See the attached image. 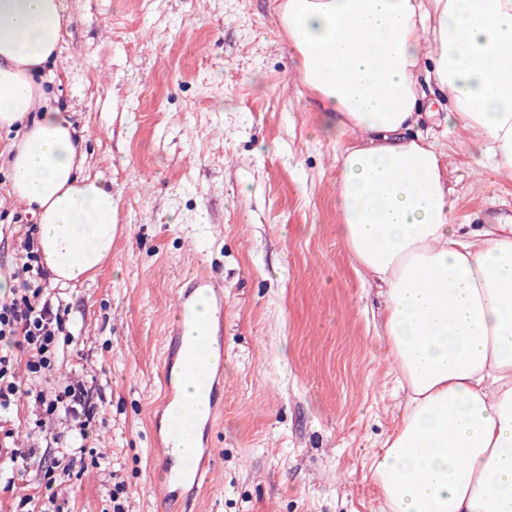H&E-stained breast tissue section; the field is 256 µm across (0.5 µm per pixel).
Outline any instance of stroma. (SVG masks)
Listing matches in <instances>:
<instances>
[{
    "label": "stroma",
    "mask_w": 512,
    "mask_h": 512,
    "mask_svg": "<svg viewBox=\"0 0 512 512\" xmlns=\"http://www.w3.org/2000/svg\"><path fill=\"white\" fill-rule=\"evenodd\" d=\"M279 0H62L63 50L37 75L69 113L90 173L116 201L112 252L61 287L58 369L22 388L82 379L103 397L85 467L57 475L66 512H159L154 421L167 322L191 278L224 285V392L211 484L186 512H379L369 460L407 393L388 351L385 297L356 272L336 226V142L303 84ZM448 158L461 234L512 216V180L468 135L424 116ZM37 218L0 170V277Z\"/></svg>",
    "instance_id": "1"
}]
</instances>
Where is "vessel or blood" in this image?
<instances>
[{
  "instance_id": "1",
  "label": "vessel or blood",
  "mask_w": 512,
  "mask_h": 512,
  "mask_svg": "<svg viewBox=\"0 0 512 512\" xmlns=\"http://www.w3.org/2000/svg\"><path fill=\"white\" fill-rule=\"evenodd\" d=\"M207 297L211 303V315L199 329L194 347L184 348L181 325H173L166 340L163 361V404L168 415L155 419V464L161 474L157 485V499L162 512H171L184 487H204L213 469L209 464V448L202 447L196 453L184 451L185 441L194 434H205L211 426L209 420L198 422L171 412L177 387L182 379L191 377V361L195 355L223 353L224 289L208 276L194 279L193 286L178 296V311H185L196 297Z\"/></svg>"
}]
</instances>
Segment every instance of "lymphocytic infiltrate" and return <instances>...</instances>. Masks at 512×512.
<instances>
[{
  "instance_id": "1",
  "label": "lymphocytic infiltrate",
  "mask_w": 512,
  "mask_h": 512,
  "mask_svg": "<svg viewBox=\"0 0 512 512\" xmlns=\"http://www.w3.org/2000/svg\"><path fill=\"white\" fill-rule=\"evenodd\" d=\"M36 225L29 224L19 242L22 253L13 277L21 283L11 300L0 303V460L17 462L36 458L38 447H16L18 419L14 408L27 401L37 414L35 425L43 443L58 453L46 466L45 477L56 470L71 471L82 462V442L96 423L99 406L84 381L74 379L54 391H25L13 371V352L28 353V367L35 377L51 376L55 368L58 336L68 335V309L54 289L44 287L47 278L38 251Z\"/></svg>"
}]
</instances>
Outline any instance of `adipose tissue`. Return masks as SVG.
Listing matches in <instances>:
<instances>
[{
	"instance_id": "obj_1",
	"label": "adipose tissue",
	"mask_w": 512,
	"mask_h": 512,
	"mask_svg": "<svg viewBox=\"0 0 512 512\" xmlns=\"http://www.w3.org/2000/svg\"><path fill=\"white\" fill-rule=\"evenodd\" d=\"M279 21L325 133L340 139L338 232L385 290L405 413L370 469L385 512H512V232L466 238L438 141L405 137L420 97L512 177V0H282ZM61 0H0L9 191L37 216L56 281L96 268L115 203L35 79L62 52Z\"/></svg>"
}]
</instances>
